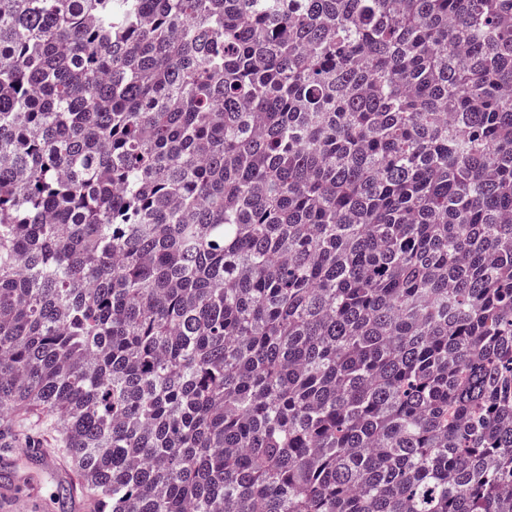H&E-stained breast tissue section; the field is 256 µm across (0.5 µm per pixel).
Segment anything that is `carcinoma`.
I'll use <instances>...</instances> for the list:
<instances>
[{
  "label": "carcinoma",
  "instance_id": "carcinoma-1",
  "mask_svg": "<svg viewBox=\"0 0 512 512\" xmlns=\"http://www.w3.org/2000/svg\"><path fill=\"white\" fill-rule=\"evenodd\" d=\"M91 512H512V0H0V437Z\"/></svg>",
  "mask_w": 512,
  "mask_h": 512
}]
</instances>
